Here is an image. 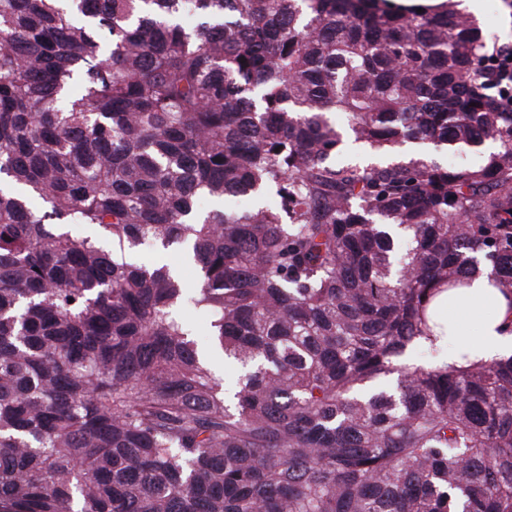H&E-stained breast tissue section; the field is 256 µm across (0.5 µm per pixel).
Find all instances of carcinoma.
<instances>
[{"mask_svg": "<svg viewBox=\"0 0 512 512\" xmlns=\"http://www.w3.org/2000/svg\"><path fill=\"white\" fill-rule=\"evenodd\" d=\"M485 53L451 4L0 0V512H512V358L405 359L440 287L512 290ZM135 260L138 263H152L158 261L167 263L180 274L187 288L195 287L197 279L196 270L193 266L186 263L183 255L179 251L170 250L164 254H158L155 251H140L137 254ZM188 268H192L195 271V278L189 270H186ZM183 316L192 326L198 346L206 349L208 347V317L206 314L187 306L182 311Z\"/></svg>", "mask_w": 512, "mask_h": 512, "instance_id": "obj_1", "label": "carcinoma"}]
</instances>
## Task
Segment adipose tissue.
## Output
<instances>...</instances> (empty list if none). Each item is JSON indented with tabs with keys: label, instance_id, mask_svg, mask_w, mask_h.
I'll return each mask as SVG.
<instances>
[{
	"label": "adipose tissue",
	"instance_id": "adipose-tissue-1",
	"mask_svg": "<svg viewBox=\"0 0 512 512\" xmlns=\"http://www.w3.org/2000/svg\"><path fill=\"white\" fill-rule=\"evenodd\" d=\"M427 316L428 344H456L448 365L462 368L512 358V292L498 288L486 275L469 276L464 286L431 297Z\"/></svg>",
	"mask_w": 512,
	"mask_h": 512
}]
</instances>
